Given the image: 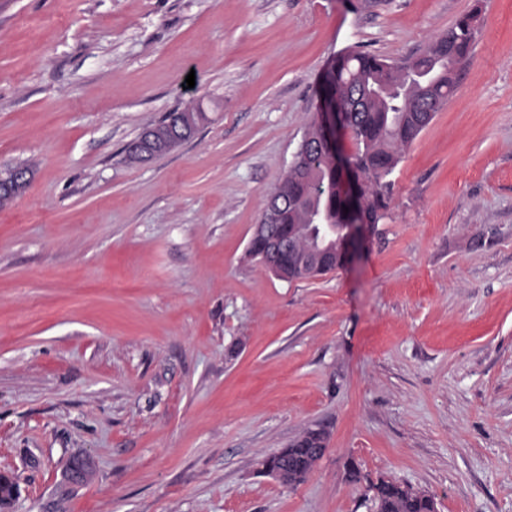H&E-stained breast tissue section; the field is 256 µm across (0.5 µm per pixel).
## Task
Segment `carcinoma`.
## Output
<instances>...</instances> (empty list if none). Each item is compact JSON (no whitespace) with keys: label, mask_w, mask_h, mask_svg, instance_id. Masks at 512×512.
<instances>
[{"label":"carcinoma","mask_w":512,"mask_h":512,"mask_svg":"<svg viewBox=\"0 0 512 512\" xmlns=\"http://www.w3.org/2000/svg\"><path fill=\"white\" fill-rule=\"evenodd\" d=\"M474 31L466 20L453 29V38L440 37L421 53L400 63L363 53H347L334 60L324 76L322 93L334 99L353 93L360 95V111L353 115V160L360 183L354 199L336 194V155L311 153L297 166H292L269 195L276 205V223L280 234L292 237L291 251L280 258V266L293 280L324 274L336 269V255L311 249L304 229L310 224H351L358 211L376 220L383 219L391 203L388 177L399 162V151L410 145L431 123L436 112L447 102L455 86L456 62L469 55ZM207 120L200 103L193 101L175 113L171 127L164 132V148L176 147L172 131L183 123L193 128ZM317 437L313 430L291 442L279 452L257 461L283 471V479L309 473L318 461L310 448ZM71 479L84 482L93 473V465L75 456L69 464ZM376 512H435L430 497L391 481L373 486ZM15 483L0 480V512L11 508Z\"/></svg>","instance_id":"1"}]
</instances>
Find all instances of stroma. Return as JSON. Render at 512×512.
I'll return each mask as SVG.
<instances>
[{"label": "stroma", "instance_id": "stroma-1", "mask_svg": "<svg viewBox=\"0 0 512 512\" xmlns=\"http://www.w3.org/2000/svg\"><path fill=\"white\" fill-rule=\"evenodd\" d=\"M473 11L363 256L302 281L250 258L331 61L400 60ZM189 97L196 137L128 163ZM21 162L0 210L11 512H375L382 479L512 512V0H0V167ZM309 430L327 450L302 482L258 472Z\"/></svg>", "mask_w": 512, "mask_h": 512}]
</instances>
